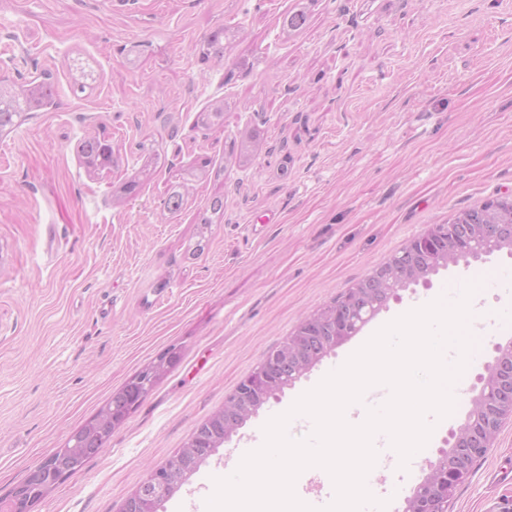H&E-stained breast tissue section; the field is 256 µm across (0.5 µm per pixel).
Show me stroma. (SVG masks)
Instances as JSON below:
<instances>
[{
	"label": "stroma",
	"instance_id": "1",
	"mask_svg": "<svg viewBox=\"0 0 512 512\" xmlns=\"http://www.w3.org/2000/svg\"><path fill=\"white\" fill-rule=\"evenodd\" d=\"M0 0V77L51 73L56 107L0 137V496L170 345L181 359L111 442L35 512H119L124 499L303 320L458 210L512 195V0ZM231 26L223 61L202 60ZM92 88L71 86L82 72ZM225 104L224 128L197 122ZM107 131L116 163L78 144ZM259 131L255 161L231 141ZM161 165L140 177L139 144ZM182 211H165L173 182ZM216 194L224 218L199 242ZM430 275L270 398L159 512H207L214 480L326 369L412 302L465 275ZM467 409L437 422L420 464L382 470L404 512ZM449 512H512V419Z\"/></svg>",
	"mask_w": 512,
	"mask_h": 512
}]
</instances>
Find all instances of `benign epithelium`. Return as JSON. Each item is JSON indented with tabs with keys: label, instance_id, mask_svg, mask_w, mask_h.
I'll return each instance as SVG.
<instances>
[{
	"label": "benign epithelium",
	"instance_id": "obj_1",
	"mask_svg": "<svg viewBox=\"0 0 512 512\" xmlns=\"http://www.w3.org/2000/svg\"><path fill=\"white\" fill-rule=\"evenodd\" d=\"M476 248L487 254L503 248L512 250V224L491 220L471 224L468 237L440 257L419 254L410 241L406 243L405 262L383 270L378 277L377 287L366 290L356 284L347 288L346 292L353 297L366 291L373 295L380 293L391 296L405 283L423 279L439 264L448 263L449 257L465 259ZM346 340L348 337L341 332L320 336V351L317 353L309 349L303 336L288 342V347L280 352L281 360L288 365V384L295 383L323 356ZM267 368L264 362L255 372L261 374L264 381V394L273 395L285 383L265 373ZM479 381L481 390L472 401L467 420L450 433L448 452L441 455V461L431 468L425 481L414 489L407 500L405 512H429L426 508L428 501L451 495L459 481L469 479L472 457L479 449L491 447L501 424L512 418V342L496 346V357L486 367V374L479 376ZM125 407V398L112 394L97 411V417L82 426L84 433L104 435L108 430L118 428L119 417ZM259 407L260 403L243 400L238 395L228 398L224 404V438H229L240 422L255 414ZM83 452L82 448L69 447L67 442L55 449L51 456L31 468L0 499V512H34L36 505L47 494L72 475L70 467L60 466L57 461L73 463L82 458ZM212 452V443L197 435L193 436L183 448L149 472L145 480L126 498L120 512H158L164 498Z\"/></svg>",
	"mask_w": 512,
	"mask_h": 512
}]
</instances>
